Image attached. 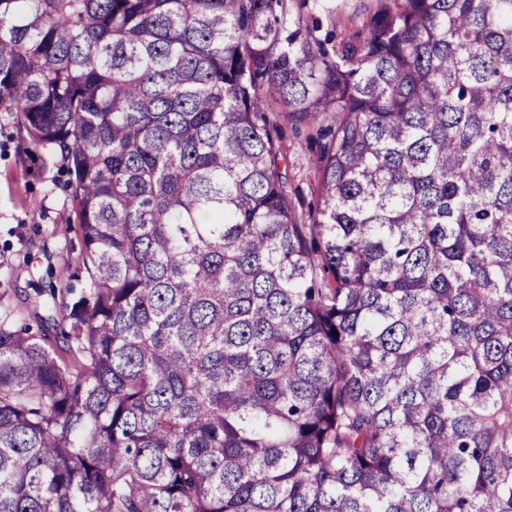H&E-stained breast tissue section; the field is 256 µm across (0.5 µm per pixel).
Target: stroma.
Here are the masks:
<instances>
[{
	"mask_svg": "<svg viewBox=\"0 0 512 512\" xmlns=\"http://www.w3.org/2000/svg\"><path fill=\"white\" fill-rule=\"evenodd\" d=\"M286 16L304 27L320 22L322 30L344 38L369 17L373 0H284ZM269 116L287 152L288 195L302 214L315 212L318 195L313 160L320 142L314 121H296L273 103ZM19 130L0 121V286L31 291L47 273L75 267L82 250L72 231L74 202L59 161L24 152Z\"/></svg>",
	"mask_w": 512,
	"mask_h": 512,
	"instance_id": "1",
	"label": "stroma"
}]
</instances>
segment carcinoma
Segmentation results:
<instances>
[{"label":"carcinoma","mask_w":512,"mask_h":512,"mask_svg":"<svg viewBox=\"0 0 512 512\" xmlns=\"http://www.w3.org/2000/svg\"><path fill=\"white\" fill-rule=\"evenodd\" d=\"M281 7L0 0L87 278L0 293V512H512V0ZM288 19H302L301 27L306 35V27L311 28L313 19L321 22L320 31L313 32L322 38L327 30L336 33L337 40L360 28L369 17L373 0H284ZM269 111L288 152V196L308 223V215L315 212L318 201L313 160L321 141L310 137L315 134L318 121L297 122L285 107L272 101L269 102Z\"/></svg>","instance_id":"obj_1"}]
</instances>
